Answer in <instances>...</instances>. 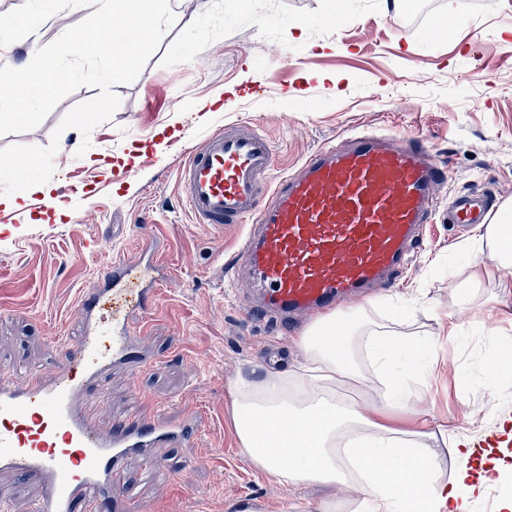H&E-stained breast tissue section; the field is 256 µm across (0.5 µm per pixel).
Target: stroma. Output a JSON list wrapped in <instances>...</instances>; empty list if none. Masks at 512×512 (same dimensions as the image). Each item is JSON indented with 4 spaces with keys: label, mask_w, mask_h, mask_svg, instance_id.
Returning a JSON list of instances; mask_svg holds the SVG:
<instances>
[{
    "label": "stroma",
    "mask_w": 512,
    "mask_h": 512,
    "mask_svg": "<svg viewBox=\"0 0 512 512\" xmlns=\"http://www.w3.org/2000/svg\"><path fill=\"white\" fill-rule=\"evenodd\" d=\"M333 0H169V28L137 79L115 86L120 104L90 134L81 155L54 156L50 205H0V379L24 385L25 368L51 374L58 342L79 335L77 298L97 287L109 259L153 247L171 271L158 309L140 329L152 355L137 375L114 371L103 390L89 393L100 428L114 416L139 412L164 424L193 413L205 422L196 446L155 450L166 470L150 477L130 461L125 478L136 512H355L359 481L293 485L252 467L233 424L231 392L267 371L263 350L288 351L281 368L302 361L298 334L273 331L250 316L228 266L243 230L217 231L195 223L182 200L177 164L188 148L220 126L253 125L272 143L279 171H295L326 143L354 131L429 140L454 173L444 196L484 193L498 208L512 207V0H419L414 18L393 0H344L342 26L329 21ZM469 24L445 39L428 34L431 18L448 10ZM79 6L44 22L8 45L0 66L20 68L32 46H44L90 15ZM302 22L303 33L292 30ZM480 43L479 58L468 46ZM266 79L267 93L242 96ZM287 93H280V85ZM99 93L82 87L63 98L36 128L0 135V149L48 145L78 104ZM319 100L300 111L303 98ZM155 228L146 242L143 226ZM474 228L433 222L410 268L391 288L350 302V312L388 317L386 302L410 308L407 329L432 343L433 374L395 414L396 425L449 438L483 440L512 415V384L489 390L486 342L512 339V292L498 269L464 251ZM462 337L449 342L448 325ZM341 398L372 416L384 385L366 369L362 385L337 379Z\"/></svg>",
    "instance_id": "1"
}]
</instances>
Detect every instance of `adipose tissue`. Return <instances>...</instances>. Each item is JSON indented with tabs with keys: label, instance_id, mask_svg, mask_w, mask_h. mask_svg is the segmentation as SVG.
<instances>
[{
	"label": "adipose tissue",
	"instance_id": "1",
	"mask_svg": "<svg viewBox=\"0 0 512 512\" xmlns=\"http://www.w3.org/2000/svg\"><path fill=\"white\" fill-rule=\"evenodd\" d=\"M474 244L492 264L512 267V209H504L496 223L480 225ZM336 321L343 324L340 340L324 339L325 323ZM301 346L312 365L309 377L270 373L241 382L234 394V428L246 460L287 483L357 478L364 489L357 512H462L459 493L471 486L468 442L455 450L461 465L448 486L430 477L436 454L428 433L380 423L392 409L406 406L410 381L428 375L429 356L420 342L369 330L358 312L317 320ZM366 359L387 379L371 418L338 400L331 388L339 376L363 381ZM290 449L293 460L282 463Z\"/></svg>",
	"mask_w": 512,
	"mask_h": 512
}]
</instances>
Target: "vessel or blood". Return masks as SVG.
Returning a JSON list of instances; mask_svg holds the SVG:
<instances>
[{"instance_id": "vessel-or-blood-1", "label": "vessel or blood", "mask_w": 512, "mask_h": 512, "mask_svg": "<svg viewBox=\"0 0 512 512\" xmlns=\"http://www.w3.org/2000/svg\"><path fill=\"white\" fill-rule=\"evenodd\" d=\"M275 168L263 134L222 128L188 152L180 182L197 223L249 225L234 276L244 282L251 312L282 329L394 283L449 179L426 140L367 131L310 153L296 171ZM490 215L482 194L448 202L452 224H484ZM169 279L164 262L149 253L113 260L100 269L98 287L80 295L82 331L61 343L59 372L33 376L21 388L0 382V470L39 486L33 512H134L122 483L128 462L142 459L156 472L153 448L199 440L194 414L165 425L128 414L103 432L81 404L111 370L134 374L149 361L132 322L156 311Z\"/></svg>"}]
</instances>
